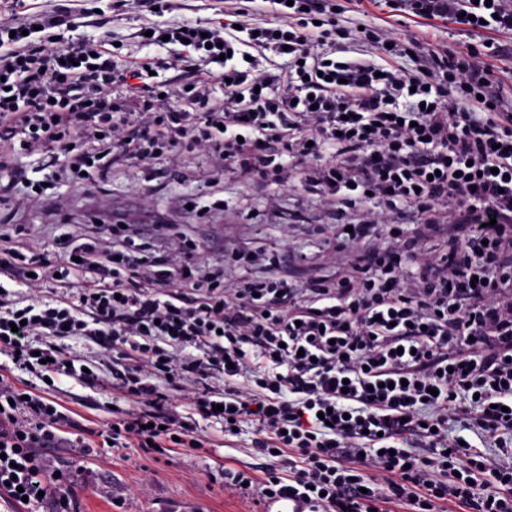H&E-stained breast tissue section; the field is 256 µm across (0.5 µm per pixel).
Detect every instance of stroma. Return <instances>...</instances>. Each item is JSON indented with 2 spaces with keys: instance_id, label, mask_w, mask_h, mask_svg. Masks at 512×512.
<instances>
[{
  "instance_id": "35a3bbf8",
  "label": "stroma",
  "mask_w": 512,
  "mask_h": 512,
  "mask_svg": "<svg viewBox=\"0 0 512 512\" xmlns=\"http://www.w3.org/2000/svg\"><path fill=\"white\" fill-rule=\"evenodd\" d=\"M21 11L41 14L54 10L69 16L66 37L89 42H118V54L127 60L167 57V49L142 40V28L173 21L207 20L214 15L208 0H178L175 10L149 11L142 0H21ZM347 26L364 23L377 31L408 34L427 48L471 45L483 49L494 43L498 54L490 63L493 88L512 98V31L465 29L451 20L419 15L395 7L393 0H350L344 14ZM218 182L222 207L197 216L186 207L199 188ZM114 213L146 222L151 213L162 214L177 233L191 237L200 263L216 265L224 251L233 248L254 256L248 267L233 269L232 277L262 271V259H280L279 272L288 281L304 285L316 277H335L339 262L334 241L341 224L358 222L361 213H340L313 191L285 192L275 185L247 180L203 153L175 150L147 170L135 161L114 164L98 180L62 185L51 206H32L21 189L0 192V227L19 224L15 236L22 253L46 258L57 253L59 225L86 239L92 233L87 221L101 202ZM0 374L13 386L45 397L62 413L61 447L43 448L39 454L48 472L68 473L67 492L79 512H260L247 497L225 494L217 478L220 465L262 469L266 460L252 448L253 428L243 425L228 438L220 421L205 417L188 404L178 411L206 447L193 450L168 446L142 448L131 444L109 447L104 433L112 408L120 402L112 388L82 383L65 374L41 377L17 371L10 358L0 356Z\"/></svg>"
}]
</instances>
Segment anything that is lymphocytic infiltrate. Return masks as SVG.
I'll list each match as a JSON object with an SVG mask.
<instances>
[{"instance_id": "obj_1", "label": "lymphocytic infiltrate", "mask_w": 512, "mask_h": 512, "mask_svg": "<svg viewBox=\"0 0 512 512\" xmlns=\"http://www.w3.org/2000/svg\"><path fill=\"white\" fill-rule=\"evenodd\" d=\"M404 2L512 29L505 0H479L467 16L457 0ZM269 3L276 24L254 34L235 28L236 0L207 22L153 27L150 43L169 40L176 55L128 64L101 42L30 40L35 27L63 26L61 15L0 16V172L37 204L46 194L15 166L16 145L44 153L50 184L181 146L252 181L325 193L340 211L376 200L336 236L343 272L299 288L273 260L265 275L232 279L227 270L247 255L227 252L210 268L188 241L151 248L104 210L95 218L111 246L71 236L56 263L25 257L0 232V275H26L35 289L56 273L73 286L16 310L0 293V354L22 370L37 354L41 372L86 381L60 339L112 346L111 385L128 403L109 425L116 442L203 447L173 411L179 398L224 419L225 434L252 425L268 463L259 479L225 470L232 494L286 500L293 512H512V103L490 93L489 63L474 48L424 50L386 32L389 55L419 53L420 70L332 61L348 34L336 0ZM253 49L288 62L257 69ZM171 68L190 85L148 83ZM410 90L422 103L400 105ZM287 168L295 182H282ZM405 212L417 225L399 222ZM443 224L445 248L427 250ZM33 336L55 343L36 353ZM213 370L223 387L200 388ZM458 420L479 444L451 435ZM60 421L39 397L0 386V493L77 512L67 476L48 474L37 452L59 442Z\"/></svg>"}]
</instances>
